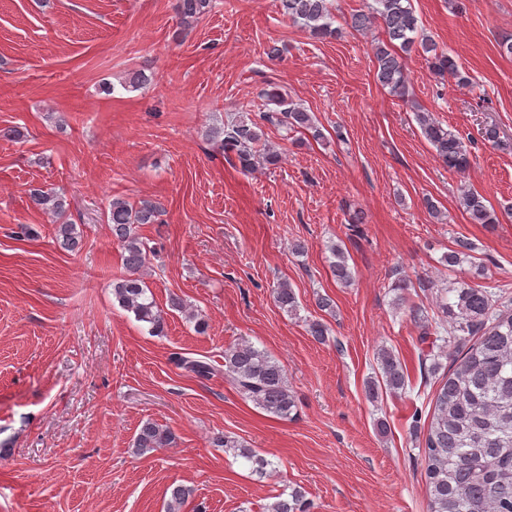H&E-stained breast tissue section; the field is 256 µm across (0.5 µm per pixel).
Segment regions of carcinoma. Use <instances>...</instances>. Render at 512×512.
I'll use <instances>...</instances> for the list:
<instances>
[{
	"label": "carcinoma",
	"mask_w": 512,
	"mask_h": 512,
	"mask_svg": "<svg viewBox=\"0 0 512 512\" xmlns=\"http://www.w3.org/2000/svg\"><path fill=\"white\" fill-rule=\"evenodd\" d=\"M367 13L352 15L355 30L380 22L385 39L374 48L377 82L389 92L407 100L408 84L403 56L422 53L430 71L456 84H469L470 77L456 59L440 49L437 43L419 33L418 18L411 0H374ZM211 8V0H176L174 10L183 30H189ZM284 16L318 39L334 38L339 28L333 26L332 0H280ZM261 96L267 110L252 119L243 113L208 130L215 151L235 156L240 169L250 172L259 166L281 163V152L266 145L263 126L277 125L285 130L309 134L313 140L324 139L315 117L286 98L279 86L268 85ZM422 135L435 149L437 157L449 169L464 170L469 157L461 141L427 115L418 116ZM32 204L57 216L66 210L62 194L43 188L29 190ZM461 202L472 224H497L499 218L483 196L466 190ZM163 212L161 203L142 199L130 203L112 200L107 213L112 237L123 252L125 274L112 282V295L118 304L139 322L151 325L161 334L165 318L147 284L143 270L149 263L145 244L138 233L143 224H156ZM55 240L59 247L72 252L79 248L81 234L76 225H56ZM457 249L442 257V262L455 267L472 244L459 239ZM329 268L337 282L347 284L352 272L343 249L331 244ZM438 322L432 324L410 307L413 321L421 328V342H431L437 352L431 359L448 357L452 369L437 389L434 413L424 439L420 442L423 469L429 496L430 512H512V311L498 306V296L487 288L464 285L437 290ZM274 300L289 315L297 314L294 290L284 281L274 289ZM445 330L449 337L439 335ZM453 348L445 350V345ZM382 381L389 390H406V375L401 363L387 349L378 352ZM178 366L199 378L217 372L214 365L177 356ZM224 378L245 398L267 413L287 418L295 407L294 396L282 363L267 352L242 341L224 350ZM171 430L147 421L139 429L134 448L145 454L174 443ZM218 446L229 448L251 465L261 476L276 472L274 463L227 435L216 438ZM193 490L177 486L170 492L166 512H183ZM310 502L299 488L284 490L266 505V512H309Z\"/></svg>",
	"instance_id": "carcinoma-1"
}]
</instances>
